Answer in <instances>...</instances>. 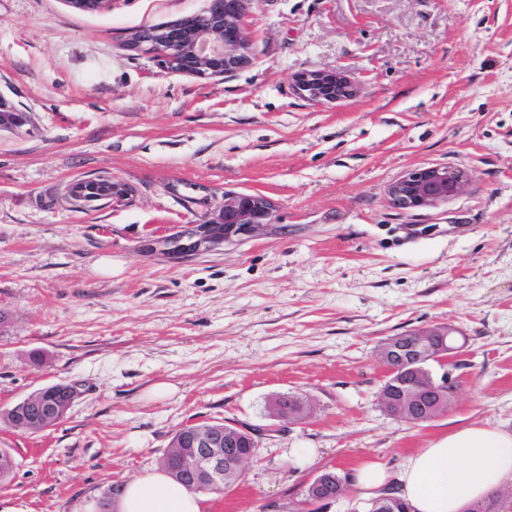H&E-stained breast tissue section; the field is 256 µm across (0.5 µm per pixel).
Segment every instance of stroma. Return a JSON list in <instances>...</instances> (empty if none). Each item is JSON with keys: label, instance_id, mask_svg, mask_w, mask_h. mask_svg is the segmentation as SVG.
I'll return each mask as SVG.
<instances>
[{"label": "stroma", "instance_id": "obj_1", "mask_svg": "<svg viewBox=\"0 0 512 512\" xmlns=\"http://www.w3.org/2000/svg\"><path fill=\"white\" fill-rule=\"evenodd\" d=\"M207 4L0 0V101L27 116L0 131V410L81 384L58 425L0 426L17 462L0 512H97L207 420L265 431L213 512H295L323 471L395 475L451 430L512 432V0H255L250 64L209 78L129 50ZM339 68L351 98L295 94L294 75ZM445 164L468 174L458 197L389 204ZM97 176L133 198L65 203ZM227 190L264 196L277 230L186 262L144 249ZM433 326L461 347L458 394L413 424L377 400L379 350ZM283 394L308 417H270Z\"/></svg>", "mask_w": 512, "mask_h": 512}]
</instances>
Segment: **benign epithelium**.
<instances>
[{
    "label": "benign epithelium",
    "mask_w": 512,
    "mask_h": 512,
    "mask_svg": "<svg viewBox=\"0 0 512 512\" xmlns=\"http://www.w3.org/2000/svg\"><path fill=\"white\" fill-rule=\"evenodd\" d=\"M83 12H100L110 7L112 0H67ZM252 0H208L201 13L186 15L177 21L150 28L130 44V49L161 59L175 73L199 77L222 75L236 71L249 62V35L246 26ZM295 93L312 105L346 99L355 91V84L340 69L334 72H306L293 78ZM25 117L0 102V131L15 130ZM466 171L454 166L434 165L414 169L393 183L387 190L389 203L399 210L434 207L453 200L463 192ZM133 197L131 186L109 178L78 181L71 184L67 199L77 207L102 200H128ZM275 214L263 197L245 192L226 190L224 197L197 224L177 225L161 237L144 241L145 250L161 253L182 262L208 252L215 246L243 242L275 228ZM453 329L437 326L411 333L414 342L403 337L391 341L390 358H400L404 364L421 366H453L457 363L458 347L450 344ZM458 385L452 373L444 371L432 381L429 389L409 386L397 379L391 381L389 401L394 416L415 422L431 417L438 406L453 401ZM80 394V384H67L69 402L58 400V391L44 388L39 399L43 402L36 423L57 425ZM248 434L258 441L260 430L240 424H224L217 428L208 422L195 426L185 437L186 455L178 458L179 469L192 478L201 492L225 489L227 474L242 470L249 455H227L226 448H235L241 436Z\"/></svg>",
    "instance_id": "1"
}]
</instances>
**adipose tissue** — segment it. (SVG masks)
Returning a JSON list of instances; mask_svg holds the SVG:
<instances>
[{"label": "adipose tissue", "instance_id": "adipose-tissue-1", "mask_svg": "<svg viewBox=\"0 0 512 512\" xmlns=\"http://www.w3.org/2000/svg\"><path fill=\"white\" fill-rule=\"evenodd\" d=\"M359 488L374 494L395 486L412 512H466L512 481V433L472 423L448 432L412 455L396 478L378 464L356 469ZM209 498L158 470L129 481L117 512H209Z\"/></svg>", "mask_w": 512, "mask_h": 512}]
</instances>
